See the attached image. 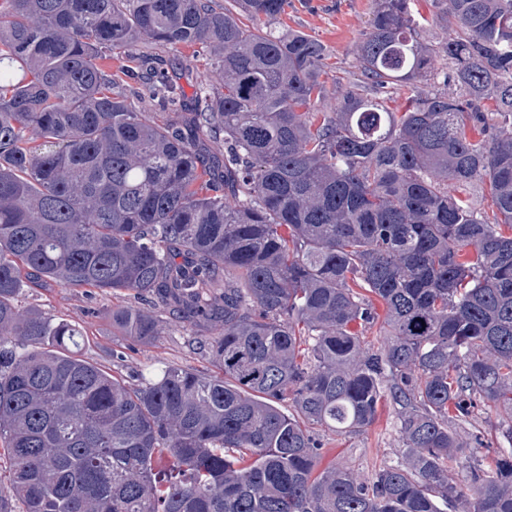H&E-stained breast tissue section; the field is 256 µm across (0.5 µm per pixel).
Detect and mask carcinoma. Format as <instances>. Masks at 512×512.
<instances>
[{
    "label": "carcinoma",
    "instance_id": "carcinoma-1",
    "mask_svg": "<svg viewBox=\"0 0 512 512\" xmlns=\"http://www.w3.org/2000/svg\"><path fill=\"white\" fill-rule=\"evenodd\" d=\"M432 2L457 93L395 112L381 94L436 53L413 0H375L328 111L324 45L268 27L287 0H0V512H512V421L488 463L459 433L512 410V0ZM143 40L211 50L219 82L191 103L143 83L176 122L106 78L104 51ZM481 184L491 218L448 191ZM49 283L212 328L217 372L110 373L82 328L18 307ZM112 326L159 335L133 304ZM385 404L407 463L316 470L314 428L356 435Z\"/></svg>",
    "mask_w": 512,
    "mask_h": 512
}]
</instances>
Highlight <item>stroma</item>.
Returning a JSON list of instances; mask_svg holds the SVG:
<instances>
[{"mask_svg": "<svg viewBox=\"0 0 512 512\" xmlns=\"http://www.w3.org/2000/svg\"><path fill=\"white\" fill-rule=\"evenodd\" d=\"M374 0H288L273 29H292L312 35L326 47L324 70L330 97H338L360 77L356 49L370 30ZM156 66L179 73L186 97H194L210 59L200 46L154 48ZM128 295H113L95 288H25L18 303L45 311L82 327L87 338L83 357L99 363L115 375L130 374L154 378L167 365L192 371H213L199 341L208 334L205 325L178 318L162 306L152 312L160 322V332L151 342L142 343L122 335L112 327V309L130 304ZM399 423L392 407L380 409L376 421L353 438L320 433L323 444L320 464H345L356 473L370 476L386 464L403 460L398 435Z\"/></svg>", "mask_w": 512, "mask_h": 512, "instance_id": "1", "label": "stroma"}]
</instances>
